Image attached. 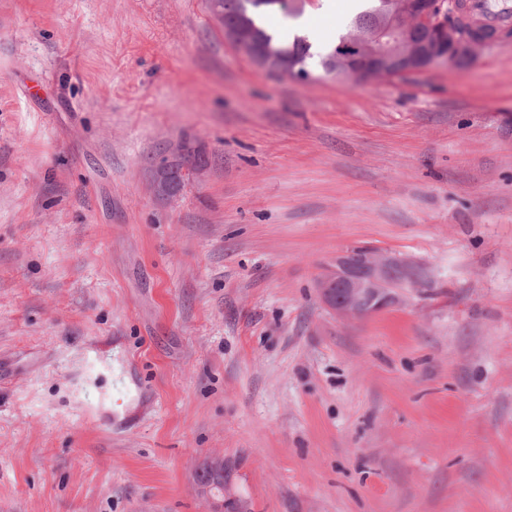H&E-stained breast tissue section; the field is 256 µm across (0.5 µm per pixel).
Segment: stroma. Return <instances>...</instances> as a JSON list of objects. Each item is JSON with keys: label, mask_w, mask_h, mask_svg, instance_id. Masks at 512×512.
Masks as SVG:
<instances>
[{"label": "stroma", "mask_w": 512, "mask_h": 512, "mask_svg": "<svg viewBox=\"0 0 512 512\" xmlns=\"http://www.w3.org/2000/svg\"><path fill=\"white\" fill-rule=\"evenodd\" d=\"M309 69L206 0H0V512H207V459L224 512H512V35ZM181 141L205 173L160 196ZM350 244L429 287L336 315ZM194 481L199 489L221 481L224 482V462L204 460L194 472Z\"/></svg>", "instance_id": "1"}]
</instances>
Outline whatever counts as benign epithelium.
I'll return each mask as SVG.
<instances>
[{"label": "benign epithelium", "mask_w": 512, "mask_h": 512, "mask_svg": "<svg viewBox=\"0 0 512 512\" xmlns=\"http://www.w3.org/2000/svg\"><path fill=\"white\" fill-rule=\"evenodd\" d=\"M459 0H421L390 12L365 34L351 35L338 47L333 61L350 81H380L395 74L414 75L440 65L466 66L494 36L474 37L457 22ZM225 36L255 62L263 49L252 29L241 21ZM278 74L306 81L309 73L293 60L284 61ZM180 159L159 167L157 191L174 196L203 170L187 142L174 148ZM421 266L404 257L369 245H349L337 256L317 285L323 302L341 317H360L395 304L409 289L422 287Z\"/></svg>", "instance_id": "7a95c632"}]
</instances>
